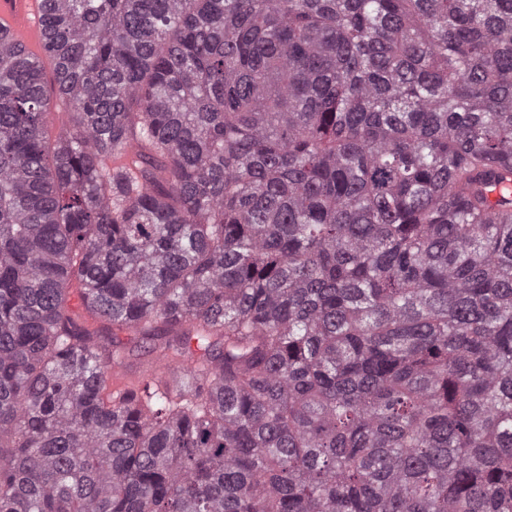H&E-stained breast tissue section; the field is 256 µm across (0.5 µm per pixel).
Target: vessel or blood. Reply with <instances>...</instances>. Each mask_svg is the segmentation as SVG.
<instances>
[{
  "mask_svg": "<svg viewBox=\"0 0 512 512\" xmlns=\"http://www.w3.org/2000/svg\"><path fill=\"white\" fill-rule=\"evenodd\" d=\"M45 0H0V35L33 56H44L48 32Z\"/></svg>",
  "mask_w": 512,
  "mask_h": 512,
  "instance_id": "1",
  "label": "vessel or blood"
}]
</instances>
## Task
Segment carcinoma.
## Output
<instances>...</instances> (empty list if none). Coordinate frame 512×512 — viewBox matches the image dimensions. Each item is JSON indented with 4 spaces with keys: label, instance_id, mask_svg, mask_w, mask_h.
Listing matches in <instances>:
<instances>
[{
    "label": "carcinoma",
    "instance_id": "obj_1",
    "mask_svg": "<svg viewBox=\"0 0 512 512\" xmlns=\"http://www.w3.org/2000/svg\"><path fill=\"white\" fill-rule=\"evenodd\" d=\"M47 2L0 512H512V0ZM115 340L121 342L123 345L133 349V355L127 360L124 365L123 371L130 377L137 375L143 367H145L147 360L154 361V355H151L143 347H140V343H136L132 336H126L125 334H119L115 336Z\"/></svg>",
    "mask_w": 512,
    "mask_h": 512
}]
</instances>
